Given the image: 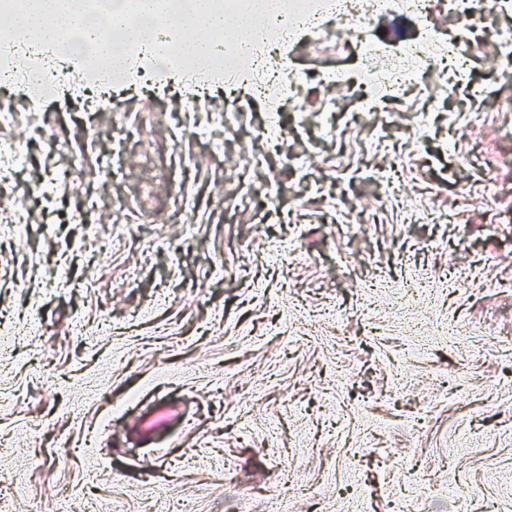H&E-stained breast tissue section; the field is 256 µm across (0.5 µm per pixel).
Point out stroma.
Wrapping results in <instances>:
<instances>
[{"mask_svg":"<svg viewBox=\"0 0 512 512\" xmlns=\"http://www.w3.org/2000/svg\"><path fill=\"white\" fill-rule=\"evenodd\" d=\"M425 24L466 19L378 43ZM282 52L354 65L333 18ZM446 71L351 124L333 81L0 82V512H512V80Z\"/></svg>","mask_w":512,"mask_h":512,"instance_id":"1","label":"stroma"}]
</instances>
